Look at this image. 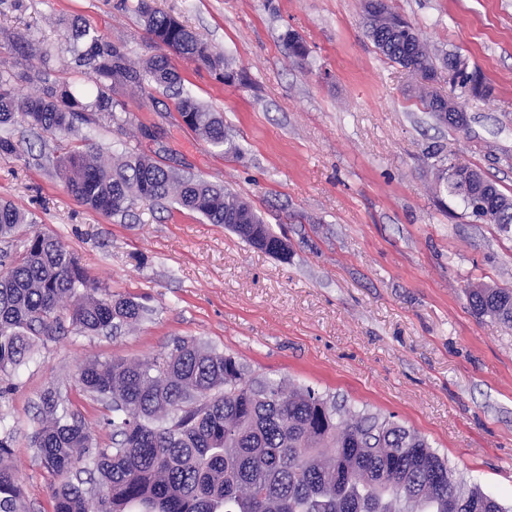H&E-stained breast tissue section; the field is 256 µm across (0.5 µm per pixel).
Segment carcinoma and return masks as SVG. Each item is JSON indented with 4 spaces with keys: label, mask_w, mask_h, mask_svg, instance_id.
<instances>
[{
    "label": "carcinoma",
    "mask_w": 512,
    "mask_h": 512,
    "mask_svg": "<svg viewBox=\"0 0 512 512\" xmlns=\"http://www.w3.org/2000/svg\"><path fill=\"white\" fill-rule=\"evenodd\" d=\"M134 11L158 47L208 67L222 58L175 17L137 0ZM367 35L390 61L431 80L433 58L398 14L364 9ZM81 87L49 84L40 70L29 80L42 89L26 98L12 91L14 75L0 70V127L21 112L32 129L69 135L79 127L129 122L111 96L115 88L143 83L175 98L182 122L207 143L237 151L224 119L183 90L166 54L134 68L127 54L96 31L72 33ZM285 44L303 60L307 48L292 32ZM460 88L474 97L490 89L460 55L446 57ZM57 174L82 205L125 216L138 202L170 200L210 224H224L270 254L284 256V238L265 224L243 197L202 178L127 151L111 165L79 147L54 158ZM448 188L471 203L465 183L477 171L452 166ZM489 224H512V197L498 187L481 195ZM25 212L0 202V373L33 359L38 340L61 329L60 313L85 333L117 335L141 323L148 309L95 283L54 235L31 231L12 251ZM469 304L479 315L512 324L511 288H473ZM82 390L107 409L112 444L100 446L59 391L40 395L32 435L53 478L52 512H509L463 477L417 432L391 418L355 411L337 397L306 386L256 376L236 357L194 339L178 338L145 362L91 360L79 372ZM13 435L0 414V512H25L17 473L9 463Z\"/></svg>",
    "instance_id": "cac0c4a2"
}]
</instances>
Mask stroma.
I'll use <instances>...</instances> for the list:
<instances>
[{
	"mask_svg": "<svg viewBox=\"0 0 512 512\" xmlns=\"http://www.w3.org/2000/svg\"><path fill=\"white\" fill-rule=\"evenodd\" d=\"M387 2L436 58L462 55L491 87L486 99L462 94L437 66L430 87L457 100L466 127L438 122L419 98L421 76L378 51L363 0H150L221 55V70L171 62L223 116L238 153L213 148L149 85L115 92L130 115L122 128L53 136L15 123L19 153L0 158V200L25 209L102 287L151 310L114 337L62 317L35 362L0 374L27 512L51 510L52 478L31 444L43 390L58 388L108 437L104 407L77 382L80 366L147 361L177 338L393 416L447 454L467 485L512 504V327L475 314L466 295L512 289V227L476 221L438 179L448 165L467 166L512 196V0ZM84 23L135 63L157 52L120 0H0V69L16 95L33 92L27 77L41 66L18 35L48 50L54 79L70 82L67 36ZM289 31L305 42V60L290 56ZM228 69L238 79L225 80ZM64 145L101 148L108 161L134 150L247 198L286 235L287 258L170 202L137 203L124 218L87 209L55 172Z\"/></svg>",
	"mask_w": 512,
	"mask_h": 512,
	"instance_id": "1",
	"label": "stroma"
}]
</instances>
